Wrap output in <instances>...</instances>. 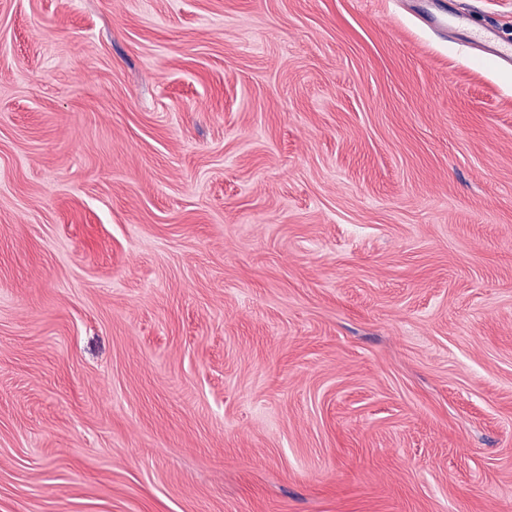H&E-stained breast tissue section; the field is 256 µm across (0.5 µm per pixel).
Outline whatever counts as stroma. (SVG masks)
I'll return each instance as SVG.
<instances>
[{
	"mask_svg": "<svg viewBox=\"0 0 512 512\" xmlns=\"http://www.w3.org/2000/svg\"><path fill=\"white\" fill-rule=\"evenodd\" d=\"M0 512H512V65L0 0Z\"/></svg>",
	"mask_w": 512,
	"mask_h": 512,
	"instance_id": "35a3bbf8",
	"label": "stroma"
}]
</instances>
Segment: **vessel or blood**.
Returning <instances> with one entry per match:
<instances>
[{
  "label": "vessel or blood",
  "instance_id": "b4317fda",
  "mask_svg": "<svg viewBox=\"0 0 512 512\" xmlns=\"http://www.w3.org/2000/svg\"><path fill=\"white\" fill-rule=\"evenodd\" d=\"M410 7L429 27L450 36L467 31V45L481 48L499 63L512 64V39L502 37L493 26L475 24L468 9L450 10L446 0H412Z\"/></svg>",
  "mask_w": 512,
  "mask_h": 512
}]
</instances>
